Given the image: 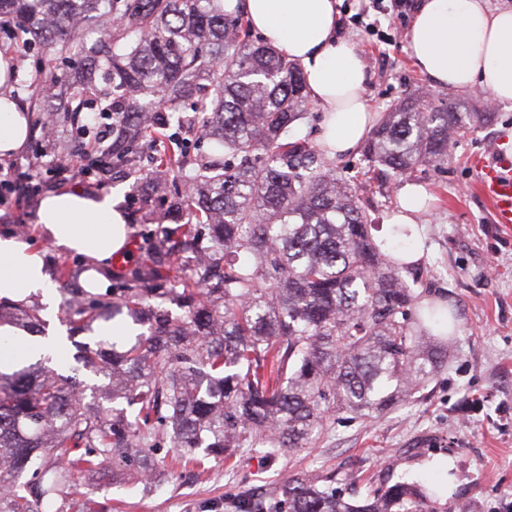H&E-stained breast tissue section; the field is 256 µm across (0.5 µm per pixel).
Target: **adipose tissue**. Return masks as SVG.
Masks as SVG:
<instances>
[{
	"mask_svg": "<svg viewBox=\"0 0 512 512\" xmlns=\"http://www.w3.org/2000/svg\"><path fill=\"white\" fill-rule=\"evenodd\" d=\"M239 5L254 32L301 64L311 99L324 119L321 144L329 157L359 149L378 119L366 96V64L357 46L338 35L336 0H228ZM408 51L432 87L480 90L512 103V7L490 10L486 0H420L410 24ZM29 121L0 97V154L23 146ZM37 225L56 250L85 257L86 287L109 284L113 259L127 252L130 226L112 196L75 188L48 193ZM43 256L11 233H0V299H40L46 319L58 307Z\"/></svg>",
	"mask_w": 512,
	"mask_h": 512,
	"instance_id": "ef3b65f1",
	"label": "adipose tissue"
}]
</instances>
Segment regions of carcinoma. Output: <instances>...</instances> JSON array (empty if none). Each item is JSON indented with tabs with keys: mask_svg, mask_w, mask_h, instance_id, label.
<instances>
[{
	"mask_svg": "<svg viewBox=\"0 0 512 512\" xmlns=\"http://www.w3.org/2000/svg\"><path fill=\"white\" fill-rule=\"evenodd\" d=\"M225 0H0V17L35 57V78L8 82L44 112H63L88 164L150 166L190 186L175 209L177 237L159 247L112 303L54 281L61 312L81 332L127 316L148 325L122 351L101 336L78 345L63 376L40 357L0 372V512H40L104 464L148 485L171 443L188 464L247 455L274 462L331 430L336 413L375 418L403 404L448 365L453 314L416 289L407 261L419 226L396 224L399 244L375 242L359 198L306 140L288 139L308 106L304 76L287 55L252 37ZM118 112L124 131L95 144L86 112ZM491 112L430 109L413 95L385 113L363 157L385 177L440 168L448 146ZM177 132L166 133L171 126ZM196 250L191 275L173 257ZM186 308L171 315L165 304ZM46 335L37 307L4 310L0 325ZM112 378L126 406L104 415L82 371ZM54 469L46 488L25 476ZM336 471H296L277 500L250 489L239 512H439L437 490L381 479L360 499L332 488Z\"/></svg>",
	"mask_w": 512,
	"mask_h": 512,
	"instance_id": "1",
	"label": "carcinoma"
}]
</instances>
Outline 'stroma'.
Listing matches in <instances>:
<instances>
[{
	"label": "stroma",
	"instance_id": "1",
	"mask_svg": "<svg viewBox=\"0 0 512 512\" xmlns=\"http://www.w3.org/2000/svg\"><path fill=\"white\" fill-rule=\"evenodd\" d=\"M412 11L379 18V32L364 33L341 20L339 32L360 50L367 71L366 95L376 112L389 111L414 93L430 88L407 51ZM494 121L476 128L448 150L440 169L419 167L413 183L432 199L422 212L421 274L432 297L448 300L457 329L448 346V365L425 389L423 397L372 421L347 413L336 416L331 433L277 463L248 458L237 467L205 459L203 471L165 462L159 482L144 490L134 480L112 475L111 465L83 478L77 492L47 504L45 512H236L239 494L252 487L271 489L286 474L338 465L353 469L366 495L371 477L380 473L408 475L427 483L450 482L453 508L461 496L468 512H512V226L496 223L490 203L476 186L478 166L500 138L512 139V103L495 104ZM336 174L356 191L376 225L375 238L387 239V217L403 179H369L361 152L335 158ZM165 195L156 194L143 170L114 172L105 186L59 180L55 191L82 188L106 191L121 200L129 217V258L113 265L111 287L130 279L145 262L154 243L155 217L183 192L175 176L166 179ZM38 198L19 189L12 210H0V231L20 221L28 228L31 247L39 249L48 269L86 266L83 257L57 252L43 242L36 226ZM453 461L445 469L444 461Z\"/></svg>",
	"mask_w": 512,
	"mask_h": 512
}]
</instances>
